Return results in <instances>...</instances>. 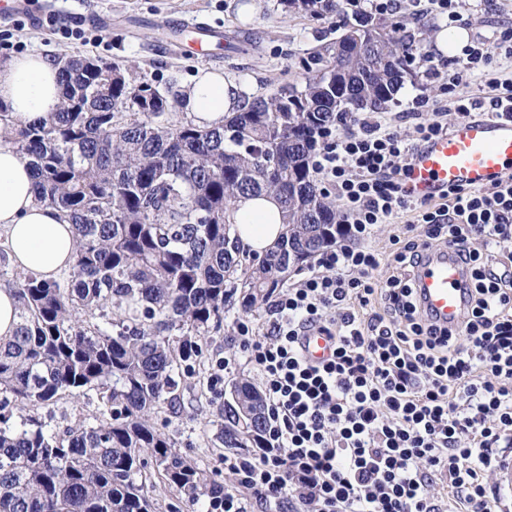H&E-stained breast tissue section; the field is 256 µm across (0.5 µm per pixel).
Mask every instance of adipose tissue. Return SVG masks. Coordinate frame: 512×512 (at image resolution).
<instances>
[{"instance_id": "obj_1", "label": "adipose tissue", "mask_w": 512, "mask_h": 512, "mask_svg": "<svg viewBox=\"0 0 512 512\" xmlns=\"http://www.w3.org/2000/svg\"><path fill=\"white\" fill-rule=\"evenodd\" d=\"M249 85L223 73L201 69L183 91L180 108L199 126L223 125L240 111ZM0 103L12 122H34L60 104L59 66L36 52L0 64ZM234 229L243 249L270 251L285 231L274 197L248 195L234 203ZM0 230L7 236L13 266L47 279L70 270L77 238L72 224L57 209L36 199L31 168L13 150L0 147Z\"/></svg>"}]
</instances>
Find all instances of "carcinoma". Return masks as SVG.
<instances>
[{
    "mask_svg": "<svg viewBox=\"0 0 512 512\" xmlns=\"http://www.w3.org/2000/svg\"><path fill=\"white\" fill-rule=\"evenodd\" d=\"M279 2L316 20L336 15V40L220 128L171 120L172 91L131 82L117 63L112 78L88 57L60 60L61 105L47 119L11 125L0 103V147L31 166L37 200L77 234L68 279L14 281L18 323L0 340V512H154L149 466L190 502L224 497L152 414L177 399L179 370L203 356L227 300L239 296L238 315H253L335 245L336 203L310 167L319 136L392 102L422 53L388 17L349 11L355 0ZM246 194L273 195L285 224L259 259L234 235L233 205ZM232 388L216 440L267 447L262 393L246 377ZM88 390L105 406L95 425L59 434L29 415L12 421Z\"/></svg>",
    "mask_w": 512,
    "mask_h": 512,
    "instance_id": "obj_1",
    "label": "carcinoma"
}]
</instances>
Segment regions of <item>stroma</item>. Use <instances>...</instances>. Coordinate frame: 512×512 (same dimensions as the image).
<instances>
[{"label": "stroma", "instance_id": "1", "mask_svg": "<svg viewBox=\"0 0 512 512\" xmlns=\"http://www.w3.org/2000/svg\"><path fill=\"white\" fill-rule=\"evenodd\" d=\"M39 15L18 14L0 20V31H9L12 42L23 50L53 60L94 56L103 61H122L131 66L133 78H146L159 88L183 89L199 69L219 71L248 82L254 95L271 92L292 80L295 62L322 39H334L336 20H311L282 11L278 0H259L254 14L241 9V0H41ZM464 29L470 38L490 35L501 23L512 22V0H494L491 10L478 0L464 2ZM97 31L96 38L82 40L61 35L66 22ZM199 22L224 32L225 47L200 55L191 42L179 41L178 32ZM412 76L395 97L390 109L411 108L414 99L441 98L440 82L430 75L429 62L418 58ZM237 303H230L220 329L208 334L207 349L194 370L186 374L175 402L161 404L153 416L178 443L180 451L194 459L224 486L232 479L224 472V449L203 440L204 423L218 424L219 409L232 382L239 376L256 378L246 364L236 339ZM232 363L223 373L219 389L211 376L218 358ZM101 409L96 391L80 396H61L37 409L48 431L60 433L76 422L94 424Z\"/></svg>", "mask_w": 512, "mask_h": 512}]
</instances>
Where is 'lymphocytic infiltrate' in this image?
Instances as JSON below:
<instances>
[{"mask_svg":"<svg viewBox=\"0 0 512 512\" xmlns=\"http://www.w3.org/2000/svg\"><path fill=\"white\" fill-rule=\"evenodd\" d=\"M512 23L464 46L445 100L424 114L365 112L324 136L313 166L340 202L342 242L277 294L256 329L235 322L261 378L267 448L228 457L236 484L206 512H503L496 473L512 451V174L483 189L424 201L406 189L415 152L447 134V113L512 118ZM489 90L460 92L464 75ZM414 134L402 137L400 121ZM411 214L393 236V272L376 278L378 226ZM457 249L470 273V306L448 332L420 312L415 270L432 243ZM328 336L319 363L301 338Z\"/></svg>","mask_w":512,"mask_h":512,"instance_id":"obj_1","label":"lymphocytic infiltrate"}]
</instances>
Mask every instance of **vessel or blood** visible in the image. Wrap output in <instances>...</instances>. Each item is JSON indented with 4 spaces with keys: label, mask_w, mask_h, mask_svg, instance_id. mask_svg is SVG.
Here are the masks:
<instances>
[{
    "label": "vessel or blood",
    "mask_w": 512,
    "mask_h": 512,
    "mask_svg": "<svg viewBox=\"0 0 512 512\" xmlns=\"http://www.w3.org/2000/svg\"><path fill=\"white\" fill-rule=\"evenodd\" d=\"M511 172L512 120L473 118L421 146L407 184L417 198L434 199L452 187H486ZM415 284L425 317L436 326L457 330L467 307L469 275L454 248L428 251ZM302 345L307 357L317 363L331 350L327 336L317 333L303 337Z\"/></svg>",
    "instance_id": "vessel-or-blood-1"
}]
</instances>
